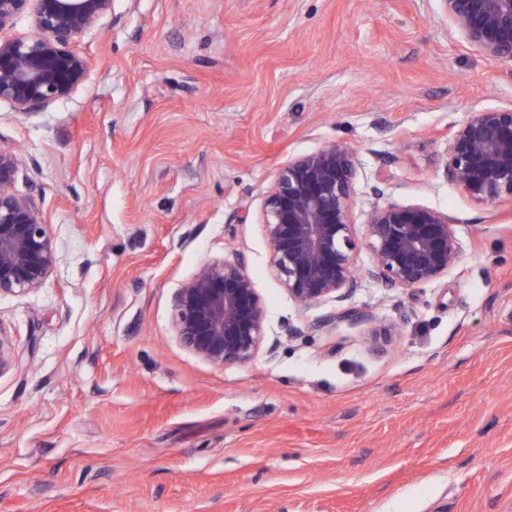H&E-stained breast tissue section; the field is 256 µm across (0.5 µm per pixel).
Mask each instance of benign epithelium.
<instances>
[{
	"label": "benign epithelium",
	"instance_id": "7a95c632",
	"mask_svg": "<svg viewBox=\"0 0 512 512\" xmlns=\"http://www.w3.org/2000/svg\"><path fill=\"white\" fill-rule=\"evenodd\" d=\"M36 2V32L0 39V100L18 114L70 96L85 80L89 59L76 49L112 12V0H0V32ZM448 26L484 57L512 65V0H439ZM15 152L0 148V295L41 286L59 262L42 211L18 196ZM443 173L478 203L512 201V107L475 109L448 136ZM356 160L333 143L293 158L264 200L271 267L304 308L342 303L359 274L390 288H417L454 269L462 248L454 220L424 206H373L363 235L352 221ZM372 265L359 271L362 250ZM174 332L186 348L222 366L245 363L265 340L266 314L244 259L203 262L177 289Z\"/></svg>",
	"mask_w": 512,
	"mask_h": 512
}]
</instances>
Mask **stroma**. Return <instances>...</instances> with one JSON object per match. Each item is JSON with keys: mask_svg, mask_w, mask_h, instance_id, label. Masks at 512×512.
<instances>
[{"mask_svg": "<svg viewBox=\"0 0 512 512\" xmlns=\"http://www.w3.org/2000/svg\"><path fill=\"white\" fill-rule=\"evenodd\" d=\"M68 98L0 102L60 261L0 297V512H512V203L442 172L455 124L512 107V67L450 33L438 0H115ZM342 142L352 220L447 212L440 281L362 278L350 317L295 305L263 200L281 167ZM243 256L274 351L215 366L173 295Z\"/></svg>", "mask_w": 512, "mask_h": 512, "instance_id": "stroma-1", "label": "stroma"}]
</instances>
